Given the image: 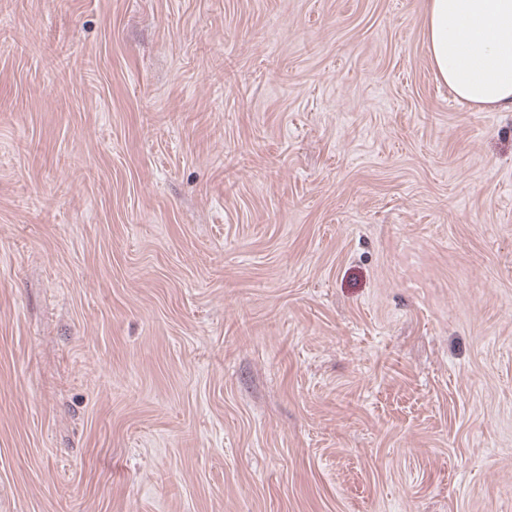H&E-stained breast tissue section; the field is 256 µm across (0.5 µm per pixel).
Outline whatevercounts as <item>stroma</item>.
<instances>
[{
	"instance_id": "stroma-1",
	"label": "stroma",
	"mask_w": 512,
	"mask_h": 512,
	"mask_svg": "<svg viewBox=\"0 0 512 512\" xmlns=\"http://www.w3.org/2000/svg\"><path fill=\"white\" fill-rule=\"evenodd\" d=\"M427 0H0V512H512V112Z\"/></svg>"
}]
</instances>
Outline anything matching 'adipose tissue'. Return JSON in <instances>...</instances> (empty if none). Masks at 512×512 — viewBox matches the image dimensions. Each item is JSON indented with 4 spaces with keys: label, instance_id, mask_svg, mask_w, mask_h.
Here are the masks:
<instances>
[{
    "label": "adipose tissue",
    "instance_id": "ef3b65f1",
    "mask_svg": "<svg viewBox=\"0 0 512 512\" xmlns=\"http://www.w3.org/2000/svg\"><path fill=\"white\" fill-rule=\"evenodd\" d=\"M427 51L454 96L512 110V0H428Z\"/></svg>",
    "mask_w": 512,
    "mask_h": 512
}]
</instances>
